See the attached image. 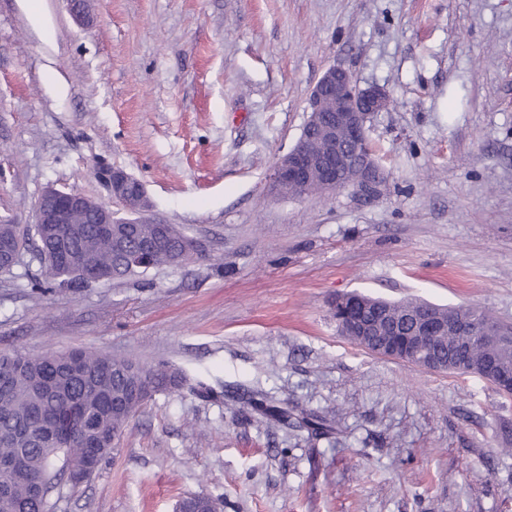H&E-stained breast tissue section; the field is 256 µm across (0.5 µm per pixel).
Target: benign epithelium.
I'll use <instances>...</instances> for the list:
<instances>
[{"label": "benign epithelium", "mask_w": 512, "mask_h": 512, "mask_svg": "<svg viewBox=\"0 0 512 512\" xmlns=\"http://www.w3.org/2000/svg\"><path fill=\"white\" fill-rule=\"evenodd\" d=\"M389 100L387 90L373 85L358 88L348 71L332 66L316 82L308 102L310 115L303 130L325 132L324 149L313 153L305 147L295 146L275 163L269 177L270 190L281 197L290 196L293 187L309 182L321 194L352 188L364 198L381 190L386 176L369 148L367 124L376 112L384 110ZM351 142L364 148L361 157L353 159L346 148ZM95 177L107 188L113 200L119 202L126 216L119 217L112 209L95 202L86 195L64 188L45 190L35 210V225L77 224L80 217L92 211L95 224H163L165 220L148 214L145 185L122 168L100 164L94 168ZM368 306L342 319L341 333L353 341H365L376 335L372 353L394 360L415 362L433 370L445 369L444 362L434 352L433 344L440 335L452 330L466 338L473 326L454 315H441L422 305L413 316V332L401 335V325L387 319L373 320ZM479 336L486 348L508 340L505 327L497 321L484 323ZM485 371L493 376L497 389L504 395L512 394V370L498 365L494 356L485 361ZM95 470V464L79 459L66 466V478L74 485L81 484Z\"/></svg>", "instance_id": "benign-epithelium-1"}]
</instances>
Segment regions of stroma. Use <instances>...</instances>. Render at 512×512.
Segmentation results:
<instances>
[{
    "instance_id": "obj_1",
    "label": "stroma",
    "mask_w": 512,
    "mask_h": 512,
    "mask_svg": "<svg viewBox=\"0 0 512 512\" xmlns=\"http://www.w3.org/2000/svg\"><path fill=\"white\" fill-rule=\"evenodd\" d=\"M0 0V222L50 185L104 204V161L141 179L196 259L102 284L47 281L34 251L0 273V351L73 348L202 380L155 395L52 512H512V398L357 346L329 303L361 292L470 305L512 325V0ZM383 86L380 195L281 198L330 66ZM254 387L336 412V435L224 406Z\"/></svg>"
}]
</instances>
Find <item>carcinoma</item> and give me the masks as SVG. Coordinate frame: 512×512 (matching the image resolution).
Returning <instances> with one entry per match:
<instances>
[{
	"mask_svg": "<svg viewBox=\"0 0 512 512\" xmlns=\"http://www.w3.org/2000/svg\"><path fill=\"white\" fill-rule=\"evenodd\" d=\"M47 275L74 288L91 279L109 282L130 274L123 255L143 241H157L152 267L182 266L195 259L184 250L185 234L175 224H94L84 216L78 224L54 225L49 235L31 234ZM0 240L25 250L26 239L16 224H0ZM361 298L377 313L401 318L416 301L391 302ZM460 338L436 342L440 356L455 361ZM181 377L164 366H143L122 356L87 350L29 355L0 353V463L20 458L26 476L12 487L18 512H49L48 493L71 457L95 448L112 447L130 418L148 400L180 386ZM224 404L238 410L251 406L264 418L285 427H305L317 437L334 433L327 414L297 417L288 402L258 389L224 391ZM44 481L42 496L33 482ZM181 512H218L202 494L181 500Z\"/></svg>",
	"mask_w": 512,
	"mask_h": 512,
	"instance_id": "1",
	"label": "carcinoma"
}]
</instances>
